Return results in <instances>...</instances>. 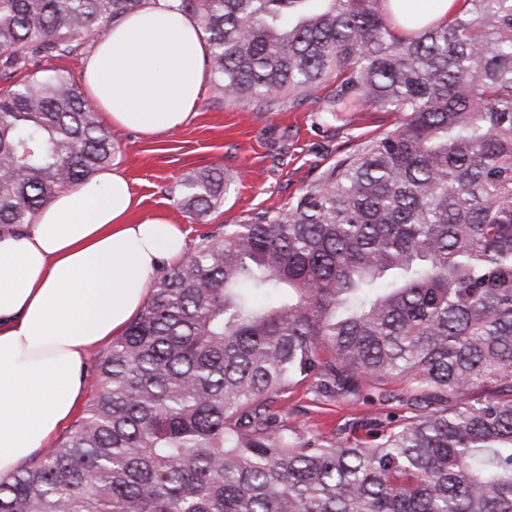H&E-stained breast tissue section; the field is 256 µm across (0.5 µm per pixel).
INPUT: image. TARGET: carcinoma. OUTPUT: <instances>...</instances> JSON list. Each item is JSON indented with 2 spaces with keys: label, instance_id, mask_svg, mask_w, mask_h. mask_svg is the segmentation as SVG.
<instances>
[{
  "label": "carcinoma",
  "instance_id": "obj_1",
  "mask_svg": "<svg viewBox=\"0 0 512 512\" xmlns=\"http://www.w3.org/2000/svg\"><path fill=\"white\" fill-rule=\"evenodd\" d=\"M459 3L404 36L398 0H178L215 94L270 110L331 80L328 116L402 122L161 268L73 433L0 478V512H512V0ZM142 5L0 0V74L79 57ZM114 154L64 73L0 93V228ZM172 194L204 222L224 172ZM394 379L408 397L381 398L410 415L366 443L295 437L274 409L300 383L352 402Z\"/></svg>",
  "mask_w": 512,
  "mask_h": 512
}]
</instances>
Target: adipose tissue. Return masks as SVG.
Wrapping results in <instances>:
<instances>
[{"label":"adipose tissue","mask_w":512,"mask_h":512,"mask_svg":"<svg viewBox=\"0 0 512 512\" xmlns=\"http://www.w3.org/2000/svg\"><path fill=\"white\" fill-rule=\"evenodd\" d=\"M174 2L146 0L86 56L81 87L107 123L153 134L195 114L208 46ZM137 206L126 175L109 168L56 194L35 223L0 231V477L71 417L88 352L123 333L151 275L186 255L185 232L134 219Z\"/></svg>","instance_id":"obj_1"}]
</instances>
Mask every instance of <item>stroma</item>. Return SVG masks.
I'll use <instances>...</instances> for the list:
<instances>
[{
  "mask_svg": "<svg viewBox=\"0 0 512 512\" xmlns=\"http://www.w3.org/2000/svg\"><path fill=\"white\" fill-rule=\"evenodd\" d=\"M322 94L268 111L254 104L227 101L205 90L194 117L184 126L146 134L111 128L116 147L112 161L128 177L139 201L141 218L164 216L188 232L189 246L203 235L222 232L257 214L288 207L319 181L336 162L373 136L395 128L397 112L371 107L338 120H320ZM218 167L224 171V201L207 223L197 224L179 210L171 190L193 171ZM387 390L395 400H379L378 389L367 391V403L317 398L307 385H299L279 404L284 423L296 433L311 429L330 433L350 426L354 418L368 416L399 419L407 415L399 402L406 382L391 381Z\"/></svg>",
  "mask_w": 512,
  "mask_h": 512,
  "instance_id": "stroma-1",
  "label": "stroma"
}]
</instances>
